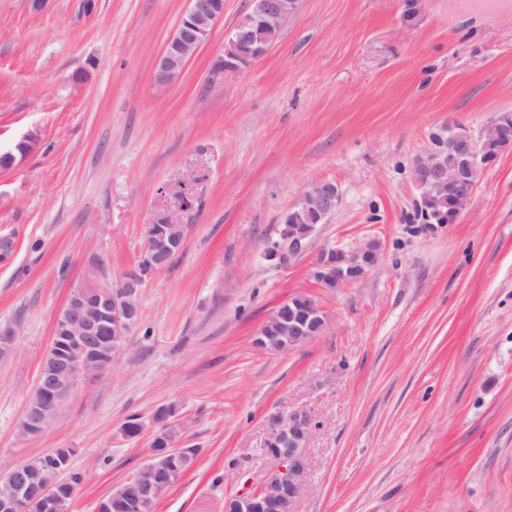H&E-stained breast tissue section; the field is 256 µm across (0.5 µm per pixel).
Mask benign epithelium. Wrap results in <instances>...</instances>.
Instances as JSON below:
<instances>
[{
    "instance_id": "obj_1",
    "label": "benign epithelium",
    "mask_w": 512,
    "mask_h": 512,
    "mask_svg": "<svg viewBox=\"0 0 512 512\" xmlns=\"http://www.w3.org/2000/svg\"><path fill=\"white\" fill-rule=\"evenodd\" d=\"M297 8L295 0H251L247 23L235 27L230 39L245 48L232 59L218 55L211 81L226 71H237L261 57L269 48L264 34L282 28L288 12ZM224 16V0H189V7L180 17L173 35L155 60L157 83L168 85L182 75L188 61L210 38L216 24ZM448 151L435 150L428 159L415 165L413 178L420 190L446 191L457 188L441 224H454L465 211L482 174L496 164V148L459 131L448 134ZM338 189L328 181H319L305 194L303 202L318 214H332L338 203ZM191 225L179 221L147 225L144 247L138 256V272L130 274L120 288L103 271L105 262L97 253L89 258L91 278L71 289L64 304L57 310L54 332L47 351L51 366L39 374L36 389L29 399L19 432L23 436L41 433L55 418L56 399L71 392L83 381L108 368L121 351L123 338L140 317L138 296L150 275L166 266L181 252ZM316 230L304 235L280 233L271 259L288 264L304 254L312 245ZM382 242L369 238L351 249H328L318 254L315 277L325 273L341 288L353 283L378 264ZM326 322V314L318 303L309 301L300 309L288 311V318H279L288 349L302 346L317 336ZM15 333L0 328V359L14 352ZM322 423L308 409L276 412L268 417V430L263 448H272L269 458L277 463L257 489L235 497V510L226 512H297L309 476L308 445ZM73 456L71 448H54L43 454V464L30 467L23 462L0 476V512H70L74 493L59 491L60 472ZM172 458L151 449L146 462L133 477L143 512H153L162 493L159 475L168 470Z\"/></svg>"
}]
</instances>
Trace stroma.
Segmentation results:
<instances>
[{"instance_id": "obj_1", "label": "stroma", "mask_w": 512, "mask_h": 512, "mask_svg": "<svg viewBox=\"0 0 512 512\" xmlns=\"http://www.w3.org/2000/svg\"><path fill=\"white\" fill-rule=\"evenodd\" d=\"M188 0H0V475L71 448V512L132 478L153 416L172 405L193 465L154 512H224L274 463L269 415L322 422L298 512H512V151L456 223L427 230L416 160L456 127L512 113V9L464 0H299L248 67L210 70L248 0H224L209 41L169 86L153 65ZM339 203L290 265L266 257L313 183ZM188 189L189 212L178 194ZM188 216L172 264L143 284L112 367L81 383L37 436L18 430L54 317L101 254L120 284L147 224ZM376 237L377 266L344 288L313 276L324 247ZM315 297L321 336L271 352L261 327ZM138 419L137 438L125 436Z\"/></svg>"}]
</instances>
